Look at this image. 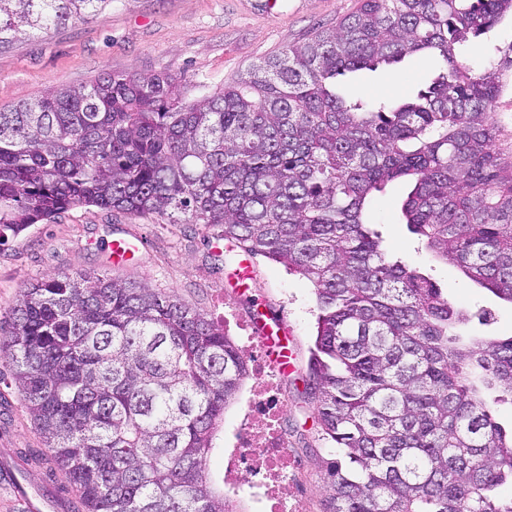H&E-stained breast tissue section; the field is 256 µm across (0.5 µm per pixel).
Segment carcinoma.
I'll list each match as a JSON object with an SVG mask.
<instances>
[{"instance_id":"obj_1","label":"carcinoma","mask_w":512,"mask_h":512,"mask_svg":"<svg viewBox=\"0 0 512 512\" xmlns=\"http://www.w3.org/2000/svg\"><path fill=\"white\" fill-rule=\"evenodd\" d=\"M111 9L0 0V51ZM508 14L512 0H359L214 92L106 73L0 109V245L82 205L221 228L313 286L308 396L342 449L325 512H512V431L485 399L512 396V336H466L464 312L365 219L406 185L407 230L512 304V154L495 147L512 42L480 70L459 58ZM414 55L439 70L407 100L336 93L339 76ZM11 315L0 360L75 512H234L207 468L247 374L223 326L87 272L30 283Z\"/></svg>"}]
</instances>
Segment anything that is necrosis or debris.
Wrapping results in <instances>:
<instances>
[{"label":"necrosis or debris","mask_w":512,"mask_h":512,"mask_svg":"<svg viewBox=\"0 0 512 512\" xmlns=\"http://www.w3.org/2000/svg\"><path fill=\"white\" fill-rule=\"evenodd\" d=\"M244 348L250 355V387L239 412L240 423L224 451V488L228 497L239 489H256L268 512H300L296 495L298 469L276 422L283 409L276 376L257 354L254 338Z\"/></svg>","instance_id":"1"}]
</instances>
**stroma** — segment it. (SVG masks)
I'll return each mask as SVG.
<instances>
[{"instance_id":"stroma-1","label":"stroma","mask_w":512,"mask_h":512,"mask_svg":"<svg viewBox=\"0 0 512 512\" xmlns=\"http://www.w3.org/2000/svg\"><path fill=\"white\" fill-rule=\"evenodd\" d=\"M357 7L358 0H113L104 20L72 23L0 53V109L36 98L51 87L90 83L105 72H165L186 88L204 83L216 90L253 63L334 26ZM511 42L512 20L507 18L463 47L461 54L481 68L496 47ZM434 74L429 62L408 57L393 67L347 74L340 87L352 101L402 99ZM405 193L404 185H391L371 204V224L387 249L429 275L467 312L469 334L487 339L512 336V305L475 286L455 266L435 259L408 233L401 220ZM218 233V228L202 224H171L94 206L72 208L54 223L34 225L0 245V325H8L11 307L30 282L61 272L100 270L116 279L175 292L218 323L224 320L228 302L244 318L256 309L284 319L293 368L279 379L287 403L280 426L288 452L302 471L297 494L303 512H324L328 493L323 463L334 458L337 449L323 439L305 394L316 335L313 288L263 257L249 259L243 252H229ZM116 238L141 244L118 266L113 265L109 248ZM246 262L251 265V290L241 296L234 285ZM42 445L11 378L0 376V463L14 465L27 489L49 485L56 493L70 494L61 473L50 472L45 464H25L18 455L19 449Z\"/></svg>"}]
</instances>
